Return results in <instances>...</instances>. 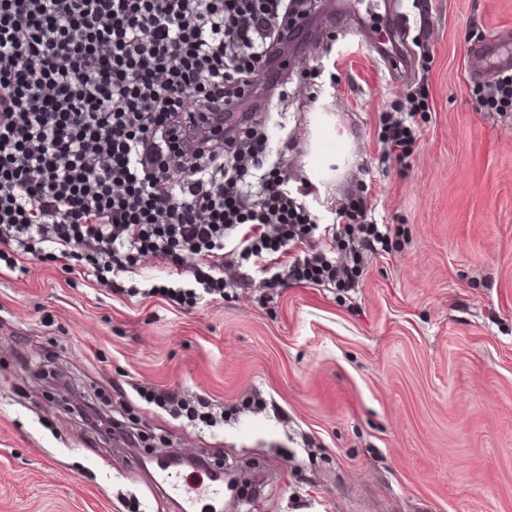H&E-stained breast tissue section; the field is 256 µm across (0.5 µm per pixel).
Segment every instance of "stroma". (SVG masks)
Masks as SVG:
<instances>
[{"label": "stroma", "mask_w": 512, "mask_h": 512, "mask_svg": "<svg viewBox=\"0 0 512 512\" xmlns=\"http://www.w3.org/2000/svg\"><path fill=\"white\" fill-rule=\"evenodd\" d=\"M492 38L512 44V0H328L256 76L318 224L357 194L402 230L357 288L185 306L150 289L188 275L150 258L120 292L71 258L0 268V512H178L150 484L173 452L235 476L236 512H512V111L470 69ZM424 85L416 151L382 160L383 116ZM143 389L232 416L193 427Z\"/></svg>", "instance_id": "obj_1"}]
</instances>
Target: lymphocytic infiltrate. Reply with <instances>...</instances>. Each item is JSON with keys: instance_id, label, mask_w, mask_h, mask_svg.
Segmentation results:
<instances>
[{"instance_id": "f902f5d3", "label": "lymphocytic infiltrate", "mask_w": 512, "mask_h": 512, "mask_svg": "<svg viewBox=\"0 0 512 512\" xmlns=\"http://www.w3.org/2000/svg\"><path fill=\"white\" fill-rule=\"evenodd\" d=\"M297 0H0V243L22 260L72 257L89 280L114 284L143 257L184 269L195 304L251 286L357 287L391 225L348 196L349 221L309 244L313 220L289 186L283 155L244 126L211 121L240 111ZM410 112L429 108L426 88ZM410 112L383 120L384 157L414 152ZM186 170L173 182L170 172ZM144 398L213 427L202 397Z\"/></svg>"}]
</instances>
